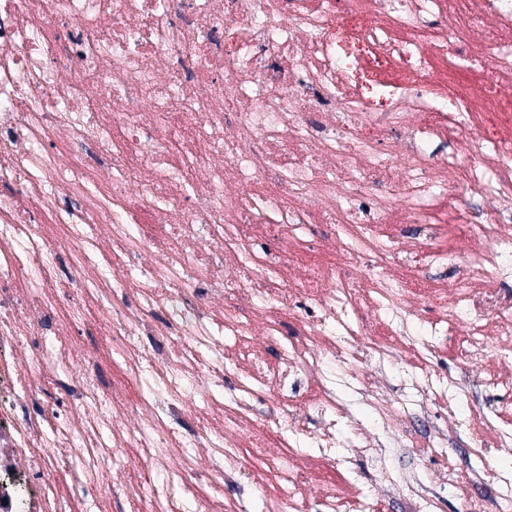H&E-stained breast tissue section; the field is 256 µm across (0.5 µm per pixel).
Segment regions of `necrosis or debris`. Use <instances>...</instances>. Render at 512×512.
<instances>
[{
	"label": "necrosis or debris",
	"mask_w": 512,
	"mask_h": 512,
	"mask_svg": "<svg viewBox=\"0 0 512 512\" xmlns=\"http://www.w3.org/2000/svg\"><path fill=\"white\" fill-rule=\"evenodd\" d=\"M506 358L512 0H0V512H505ZM450 448H457V463L464 468L482 467L485 461H480L478 456L472 452L473 445L471 444L469 435L461 428L455 438L454 444ZM424 449V451L422 450ZM429 451L426 448H411L407 455H395L391 458V466L396 470H413L423 479H431L435 472L446 466L445 461L452 462V459H444L439 456L426 459Z\"/></svg>",
	"instance_id": "1"
}]
</instances>
